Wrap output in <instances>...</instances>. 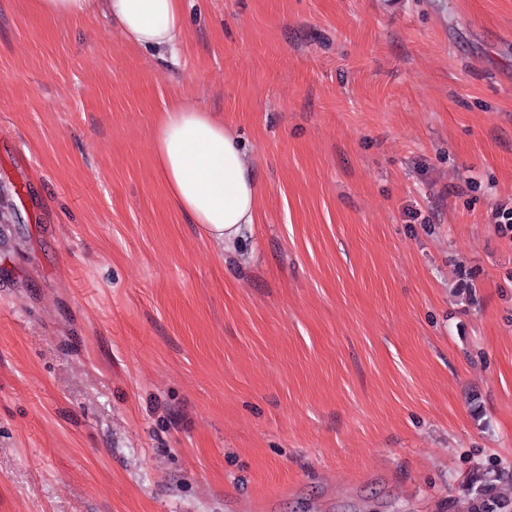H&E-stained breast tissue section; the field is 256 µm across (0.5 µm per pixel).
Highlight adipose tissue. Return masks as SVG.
Instances as JSON below:
<instances>
[{
    "label": "adipose tissue",
    "instance_id": "ef3b65f1",
    "mask_svg": "<svg viewBox=\"0 0 512 512\" xmlns=\"http://www.w3.org/2000/svg\"><path fill=\"white\" fill-rule=\"evenodd\" d=\"M44 19L103 14L134 47L174 56L185 29L182 0H30ZM157 173L190 223L224 249L257 221V176L223 117L183 100L157 117L151 141Z\"/></svg>",
    "mask_w": 512,
    "mask_h": 512
}]
</instances>
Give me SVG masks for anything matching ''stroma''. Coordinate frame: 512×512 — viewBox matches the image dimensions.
Instances as JSON below:
<instances>
[{"label": "stroma", "mask_w": 512, "mask_h": 512, "mask_svg": "<svg viewBox=\"0 0 512 512\" xmlns=\"http://www.w3.org/2000/svg\"><path fill=\"white\" fill-rule=\"evenodd\" d=\"M178 65L0 0V512H460L512 464V0H184ZM223 116L217 249L150 141ZM238 139L216 112L175 100L158 115L150 145L179 211L223 250L257 221L256 171Z\"/></svg>", "instance_id": "obj_1"}]
</instances>
